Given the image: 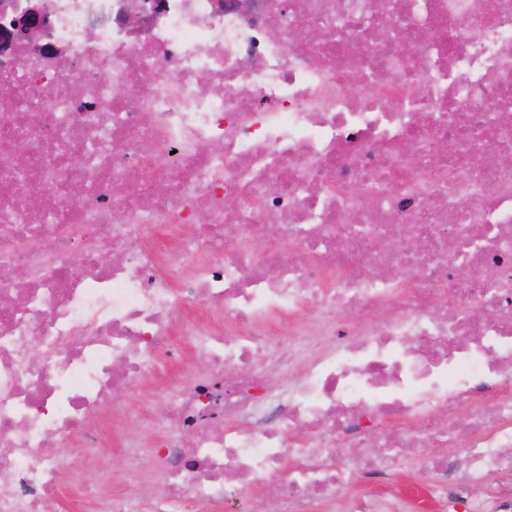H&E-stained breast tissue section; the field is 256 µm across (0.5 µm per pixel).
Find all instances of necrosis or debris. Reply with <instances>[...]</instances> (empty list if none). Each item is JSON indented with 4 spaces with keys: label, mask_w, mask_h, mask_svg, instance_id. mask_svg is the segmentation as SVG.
I'll list each match as a JSON object with an SVG mask.
<instances>
[{
    "label": "necrosis or debris",
    "mask_w": 512,
    "mask_h": 512,
    "mask_svg": "<svg viewBox=\"0 0 512 512\" xmlns=\"http://www.w3.org/2000/svg\"><path fill=\"white\" fill-rule=\"evenodd\" d=\"M42 6L41 50H0V512H401L403 452L439 512L512 500V0H0V28ZM116 440L120 490L86 467Z\"/></svg>",
    "instance_id": "1"
}]
</instances>
